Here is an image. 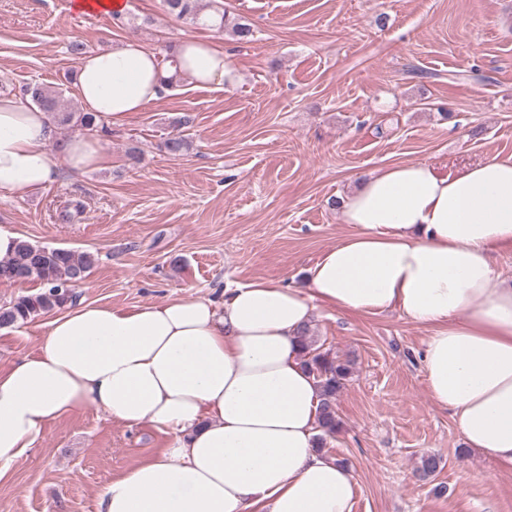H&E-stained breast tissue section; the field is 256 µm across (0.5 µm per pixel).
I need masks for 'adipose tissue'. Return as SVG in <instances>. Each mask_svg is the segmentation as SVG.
<instances>
[{
  "label": "adipose tissue",
  "mask_w": 512,
  "mask_h": 512,
  "mask_svg": "<svg viewBox=\"0 0 512 512\" xmlns=\"http://www.w3.org/2000/svg\"><path fill=\"white\" fill-rule=\"evenodd\" d=\"M177 55L196 86H235L213 44L186 39ZM163 75L157 54L129 37L82 57L76 86L112 126L156 101ZM54 131L49 113L0 96V192L103 163L97 140L81 135L52 154ZM340 201L354 231L304 285L257 280L219 303L80 301L54 316L37 354L0 373V467L92 405L172 435L105 487L99 512H353L352 472L316 449L320 393L302 365L301 336L322 305L397 311L428 328L421 364L433 404L452 413L469 447L512 468V282L495 260L512 247V156L453 174L397 163L357 176Z\"/></svg>",
  "instance_id": "adipose-tissue-1"
}]
</instances>
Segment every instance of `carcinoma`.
I'll return each instance as SVG.
<instances>
[{"instance_id":"carcinoma-1","label":"carcinoma","mask_w":512,"mask_h":512,"mask_svg":"<svg viewBox=\"0 0 512 512\" xmlns=\"http://www.w3.org/2000/svg\"><path fill=\"white\" fill-rule=\"evenodd\" d=\"M163 2L167 11L179 19L219 30L226 26L225 11L216 8L213 13L206 15L200 0ZM62 92L63 89L58 86L42 83L27 84L23 88V96L50 113L57 125L66 127L74 123L88 132L99 130L94 113L77 114L64 106ZM185 125L187 122L184 120L174 121L175 132L162 142V148L166 153L179 156L190 149V137L182 131ZM94 264L95 257L90 253L41 246L23 238L19 239L13 254L0 260V283L36 281L41 285V289L36 293L19 295L0 306V328L26 324L77 301V288L86 280ZM302 341L303 366L315 377L320 390L318 424L321 434L317 450L321 452L326 439L336 436L341 430V421L336 412V397L349 381L354 360L341 359L332 350L317 344L309 328L305 329Z\"/></svg>"}]
</instances>
